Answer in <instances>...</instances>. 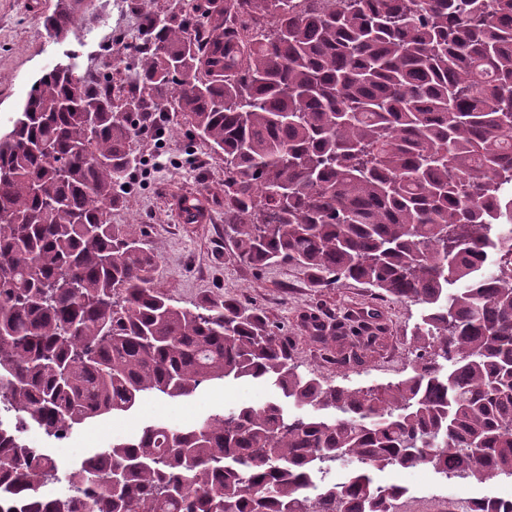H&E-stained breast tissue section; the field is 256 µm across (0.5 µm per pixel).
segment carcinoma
Returning a JSON list of instances; mask_svg holds the SVG:
<instances>
[{
  "label": "carcinoma",
  "mask_w": 512,
  "mask_h": 512,
  "mask_svg": "<svg viewBox=\"0 0 512 512\" xmlns=\"http://www.w3.org/2000/svg\"><path fill=\"white\" fill-rule=\"evenodd\" d=\"M128 50L135 90L54 68L0 133V512H396L403 488L373 472L512 478V0H204L148 16ZM153 110L224 157L241 261L424 307L411 375L325 384L261 310L154 288L155 248L111 221ZM242 378L290 407L147 425L67 468L23 438Z\"/></svg>",
  "instance_id": "cac0c4a2"
}]
</instances>
